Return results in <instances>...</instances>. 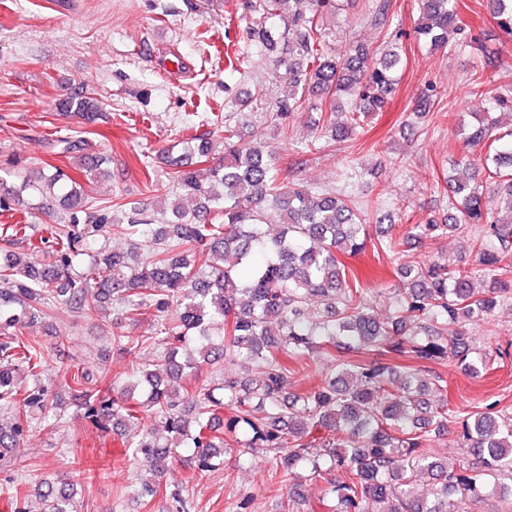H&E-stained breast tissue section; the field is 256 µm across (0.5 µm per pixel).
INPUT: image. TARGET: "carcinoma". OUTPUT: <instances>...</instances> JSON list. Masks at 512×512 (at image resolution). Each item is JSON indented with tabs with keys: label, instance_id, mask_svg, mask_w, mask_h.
<instances>
[{
	"label": "carcinoma",
	"instance_id": "1",
	"mask_svg": "<svg viewBox=\"0 0 512 512\" xmlns=\"http://www.w3.org/2000/svg\"><path fill=\"white\" fill-rule=\"evenodd\" d=\"M416 33L433 51H477L470 80L488 97L464 147L494 148L460 164L484 171L490 186L448 179V212L428 224H403L401 240L379 241L387 255L437 241L466 238L476 266H453L436 255L409 253L397 265L399 288L386 319L377 318L368 289L350 278L341 255L365 251L371 235L363 208L350 195L288 180L281 157L242 141L237 119L259 112L288 139L298 116L319 113L322 134L352 138L365 119L384 111L403 65L402 33L393 28L392 0H241L247 48L269 58L288 93L261 103L235 97L224 104V135L204 130L169 152V188L152 204L117 195L99 204L81 179L112 178L88 140L56 129L45 141L72 171L38 167L12 155L0 164V211L36 210L55 218L40 230H0V470L35 426L61 422L71 401L85 420L139 428L152 414L162 429L140 428L128 444L146 463L171 512H191L188 490L163 477L190 452L188 481L224 468V449L245 460L257 448L271 467L268 482L286 489L284 512H305L301 482L322 485L326 512H461L490 492L512 501V416L488 405L458 416L448 408V382L435 366L449 360L478 376L494 362L465 325L490 321L512 304V87L485 92L484 73L499 56L469 36L457 0H418ZM362 7L386 32L380 57L354 41L336 42L326 19ZM501 32L512 40V0H488ZM430 84L418 112H442ZM62 116L85 124L108 120L96 93L79 87L57 103ZM120 238L124 250L109 248ZM65 306L102 321L112 345L126 354L160 348L162 360L102 389L94 368L69 367L60 387L41 384L48 352L30 338ZM155 332L133 335L142 316ZM373 351L374 361L341 353ZM318 357L321 379L303 385L302 363ZM257 364L255 379L228 370L203 380V368ZM29 376L30 386L19 378ZM459 420L461 447L482 464L463 471L427 452ZM428 496L418 494L422 483ZM42 512H77L69 475L37 487Z\"/></svg>",
	"mask_w": 512,
	"mask_h": 512
}]
</instances>
